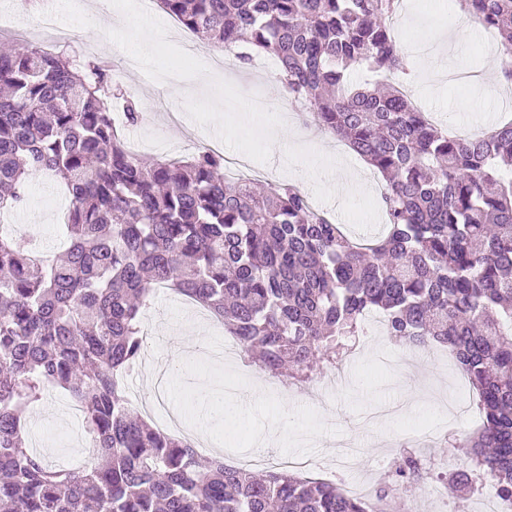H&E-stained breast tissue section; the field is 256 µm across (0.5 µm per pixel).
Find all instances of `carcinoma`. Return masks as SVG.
Returning <instances> with one entry per match:
<instances>
[{
	"label": "carcinoma",
	"instance_id": "carcinoma-1",
	"mask_svg": "<svg viewBox=\"0 0 512 512\" xmlns=\"http://www.w3.org/2000/svg\"><path fill=\"white\" fill-rule=\"evenodd\" d=\"M512 50V0H456ZM398 0H159L192 33L246 43L275 62L288 98L345 141L384 185L386 232L346 234L290 185L229 180L224 155L148 161L113 116L121 83L65 52L0 50V213L39 172L68 195L70 245L43 259L0 226V512H375L336 483L290 470L255 477L134 414L122 373L145 344L139 313L164 284L224 320L250 362L306 382L336 366L378 314L408 346L448 347L478 396L481 425L450 443L512 499V121L477 137L432 123L399 89L387 21ZM359 67L391 82L352 84ZM122 118L141 119L123 98ZM81 404L91 458L53 470L22 421L44 387ZM422 476L399 453L389 482Z\"/></svg>",
	"mask_w": 512,
	"mask_h": 512
}]
</instances>
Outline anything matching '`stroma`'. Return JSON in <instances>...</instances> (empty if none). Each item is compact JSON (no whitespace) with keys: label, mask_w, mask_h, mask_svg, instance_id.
<instances>
[{"label":"stroma","mask_w":512,"mask_h":512,"mask_svg":"<svg viewBox=\"0 0 512 512\" xmlns=\"http://www.w3.org/2000/svg\"><path fill=\"white\" fill-rule=\"evenodd\" d=\"M400 13L401 20L391 31L408 57L406 79L417 83L415 96L426 110L444 126L470 131L483 132L512 119V104L475 89L486 58L481 27L473 24L461 30L457 15L443 22L436 0H402ZM153 14L165 24L169 41L204 48L212 75L234 83L248 96H261L281 112L285 128H298L299 144L340 157L346 167L361 166V159L344 142L323 143L322 132L302 113L286 109L285 94L272 73L235 59L223 60L218 45L205 47L199 39H186L175 18L158 8ZM124 82L142 88L137 96L142 119L129 127L127 137L139 144L143 157L165 161L175 148L188 156L214 139L210 129L202 134L185 130L183 98L167 96L142 70L127 73ZM381 181V176H374L349 191L341 203H327V210L351 236L366 240L381 235L384 219L376 206ZM66 205L61 186L50 175L40 174L29 182L26 203L12 212L9 222L29 231L33 246L52 257L66 248ZM141 325L146 335L144 357L126 379L135 395L134 406L153 425L175 414L185 426L206 429L217 454L229 465L249 467L247 455L254 451L258 434L280 427L284 434L279 446L263 451V470L281 469L283 461L290 460L299 464L301 476L372 488L384 472L383 460L393 458L402 441L427 424L449 436L474 431L479 424L475 410L462 423L448 414L449 401L468 403L472 394L457 382L455 361L440 345L422 350L382 333L372 334L362 338L358 353L346 357L341 367H324L314 381L290 387L285 377L268 376L256 364L208 360V351L224 342V325L193 313L176 294L154 297L142 312ZM175 327L197 339L195 349L182 359L171 354L169 331ZM153 373L164 376L162 388L148 387ZM73 405L68 391L51 385L27 411L25 439L38 443L49 467L76 469L87 456L82 417L72 414ZM346 441L364 450L359 471L340 464L336 448Z\"/></svg>","instance_id":"1"}]
</instances>
